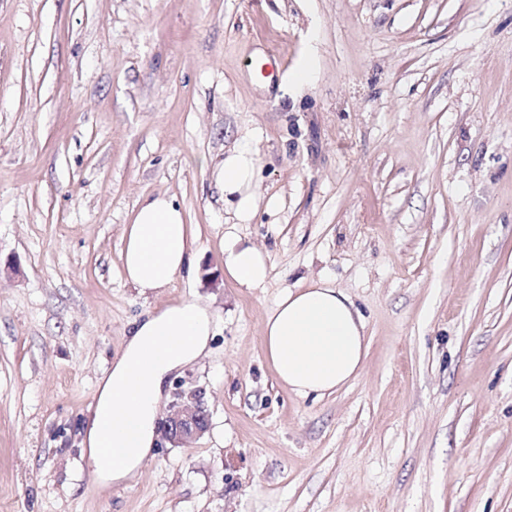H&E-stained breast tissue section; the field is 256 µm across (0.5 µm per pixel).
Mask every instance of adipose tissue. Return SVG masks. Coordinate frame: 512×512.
Masks as SVG:
<instances>
[{"instance_id": "1", "label": "adipose tissue", "mask_w": 512, "mask_h": 512, "mask_svg": "<svg viewBox=\"0 0 512 512\" xmlns=\"http://www.w3.org/2000/svg\"><path fill=\"white\" fill-rule=\"evenodd\" d=\"M259 160L252 145L238 144L212 174L239 223L258 207ZM122 271L143 291L169 287L193 270L192 241L184 214L165 195L145 198L123 237ZM224 272L239 287L256 288L268 277L263 251L239 237L224 238ZM215 333L210 309L186 300L146 313L133 323L124 350L97 387L81 446L102 481L133 479L155 444L158 405L170 377L208 349ZM266 356L279 381L301 397L336 393L362 371L370 342L354 304L326 279L286 290L263 328ZM118 460L99 464L104 444Z\"/></svg>"}]
</instances>
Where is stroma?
Masks as SVG:
<instances>
[{
  "label": "stroma",
  "instance_id": "35a3bbf8",
  "mask_svg": "<svg viewBox=\"0 0 512 512\" xmlns=\"http://www.w3.org/2000/svg\"><path fill=\"white\" fill-rule=\"evenodd\" d=\"M245 138L239 224L203 162ZM158 194L195 273L143 292L123 234ZM228 234L261 287L225 276ZM319 278L370 348L302 398L262 326ZM183 300L215 335L167 394L211 428L99 481L97 384ZM0 512H512V0H0ZM224 274L241 288H257L268 277L267 257L235 235L224 237Z\"/></svg>",
  "mask_w": 512,
  "mask_h": 512
}]
</instances>
